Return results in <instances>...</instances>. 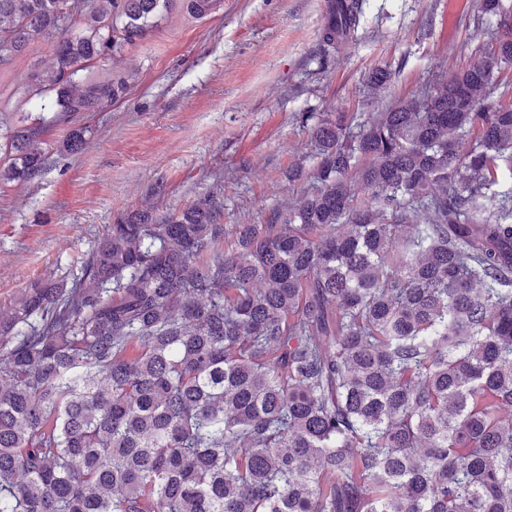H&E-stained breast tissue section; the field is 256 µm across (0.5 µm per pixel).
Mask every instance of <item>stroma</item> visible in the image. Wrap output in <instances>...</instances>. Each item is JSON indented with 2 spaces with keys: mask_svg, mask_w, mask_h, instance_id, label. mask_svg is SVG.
<instances>
[{
  "mask_svg": "<svg viewBox=\"0 0 512 512\" xmlns=\"http://www.w3.org/2000/svg\"><path fill=\"white\" fill-rule=\"evenodd\" d=\"M333 2L217 0L200 19L165 15L106 62L105 72L133 74L120 100L63 116L42 139L46 169L0 186V311L31 284L69 275L128 210L177 212L215 192L225 224L264 223L311 187L313 126L422 94L489 48L496 29L477 0H364L355 37L324 69L319 34ZM377 66L390 72L379 90ZM85 126V150L62 151Z\"/></svg>",
  "mask_w": 512,
  "mask_h": 512,
  "instance_id": "35a3bbf8",
  "label": "stroma"
}]
</instances>
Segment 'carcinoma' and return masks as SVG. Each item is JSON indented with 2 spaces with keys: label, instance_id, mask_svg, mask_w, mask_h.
<instances>
[{
  "label": "carcinoma",
  "instance_id": "1",
  "mask_svg": "<svg viewBox=\"0 0 512 512\" xmlns=\"http://www.w3.org/2000/svg\"><path fill=\"white\" fill-rule=\"evenodd\" d=\"M86 2L0 0L1 69L53 48L22 98L96 112L128 88L98 61L177 6L214 7ZM481 6L512 24L504 0ZM362 7L338 0L323 53ZM505 57L512 41L420 98L314 126L317 186L264 224L229 227L210 194L131 210L76 273L28 289L0 317V512H512ZM45 131L6 130L0 183L45 169ZM54 56L52 47L35 45L19 56L17 60L18 73H37L40 76L49 75L53 69Z\"/></svg>",
  "mask_w": 512,
  "mask_h": 512
}]
</instances>
